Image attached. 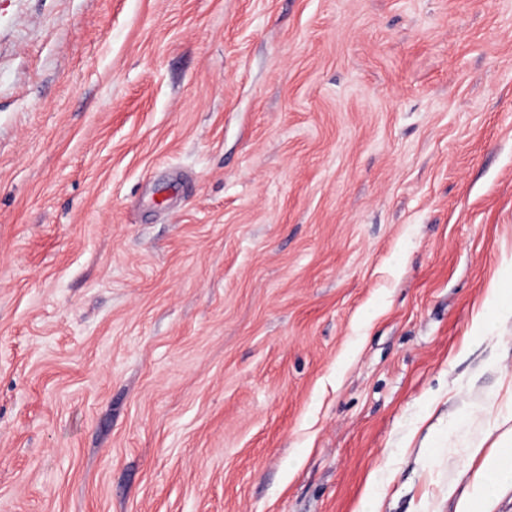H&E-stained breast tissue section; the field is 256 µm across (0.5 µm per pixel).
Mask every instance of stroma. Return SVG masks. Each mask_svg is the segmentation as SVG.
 <instances>
[{"label":"stroma","instance_id":"stroma-1","mask_svg":"<svg viewBox=\"0 0 512 512\" xmlns=\"http://www.w3.org/2000/svg\"><path fill=\"white\" fill-rule=\"evenodd\" d=\"M510 280L512 0H0V512H459ZM504 289L497 288L492 292L491 298L484 305V310L480 317L481 325L492 327L503 321L512 313V290H511V306L505 305Z\"/></svg>","mask_w":512,"mask_h":512}]
</instances>
